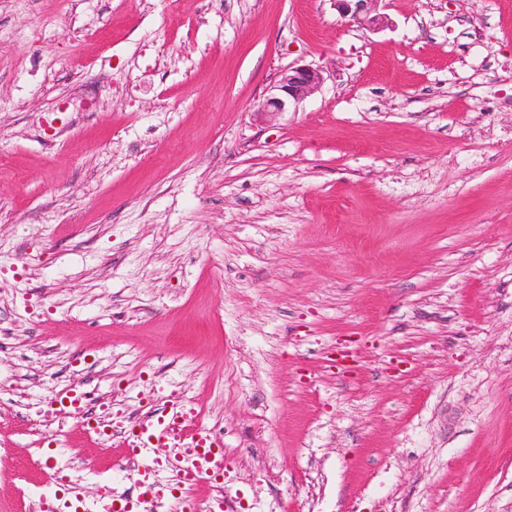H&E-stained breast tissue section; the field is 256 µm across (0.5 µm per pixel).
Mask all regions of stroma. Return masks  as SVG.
<instances>
[{
    "label": "stroma",
    "mask_w": 512,
    "mask_h": 512,
    "mask_svg": "<svg viewBox=\"0 0 512 512\" xmlns=\"http://www.w3.org/2000/svg\"><path fill=\"white\" fill-rule=\"evenodd\" d=\"M0 0V512L174 400L246 512H512V0ZM325 81L258 107L279 72ZM337 10L343 17H350L353 21L371 28L382 21L376 13L378 2L381 0H333ZM324 82L323 72L310 65L288 67L269 87L258 109L261 114L278 115L296 107Z\"/></svg>",
    "instance_id": "stroma-1"
}]
</instances>
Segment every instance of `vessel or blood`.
<instances>
[{
  "label": "vessel or blood",
  "mask_w": 512,
  "mask_h": 512,
  "mask_svg": "<svg viewBox=\"0 0 512 512\" xmlns=\"http://www.w3.org/2000/svg\"><path fill=\"white\" fill-rule=\"evenodd\" d=\"M194 413L191 405L173 403L134 428L125 454L138 461L137 483L145 496L161 497L164 487L157 474L164 467L173 472L180 488L223 481L227 467L224 444L217 436L191 427ZM161 446L175 449L172 461L165 466L155 455Z\"/></svg>",
  "instance_id": "1"
}]
</instances>
